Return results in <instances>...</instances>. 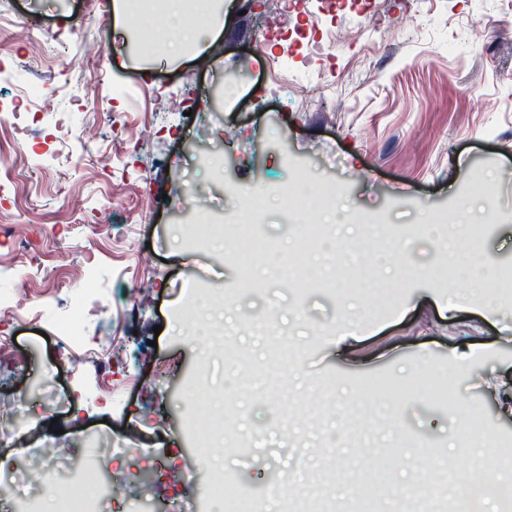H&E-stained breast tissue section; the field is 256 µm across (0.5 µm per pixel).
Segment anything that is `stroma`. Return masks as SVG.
<instances>
[{
  "mask_svg": "<svg viewBox=\"0 0 512 512\" xmlns=\"http://www.w3.org/2000/svg\"><path fill=\"white\" fill-rule=\"evenodd\" d=\"M217 31L194 26L170 46L165 15L122 37L111 0H0V103L37 77L42 100L22 102L28 134L0 129V263L27 296L66 309L72 276L85 263L102 273L105 298L83 332L95 347L122 341L112 364L74 351L33 320L10 324L23 366L0 365V404L24 399L21 440L0 446V469L68 457L73 441L117 433L133 448L104 475L135 472L134 492L163 512L174 486L161 475L195 468L260 496L288 482L273 512H363L371 488L381 512H398L413 483L475 476L492 448L512 445V416L488 383L512 386V298L493 315L472 306L450 317L441 297H472L419 227L469 212L483 225L484 251L512 267V0H227ZM47 31L32 41L13 15ZM107 69H100V57ZM78 92L88 111L118 113L117 126L67 123ZM338 193L336 215L380 219L415 244L417 267L440 278L389 282L393 255L346 241L361 273L389 285L383 307L364 289L338 293L239 286L233 248L192 250L175 233L194 220L218 223L238 210L241 189L276 195L297 171ZM151 210L147 222L136 221ZM108 234L89 239L86 225ZM235 295L229 318L196 335L182 318L188 282ZM359 321L344 353L329 343ZM274 315L277 335L258 328ZM483 351L462 367L461 340ZM439 363L445 400L414 392L419 352ZM172 367L157 376L161 361ZM247 368L249 378L238 377ZM141 381L125 386L127 375ZM121 392L102 401L96 381ZM226 399L224 443L203 458L184 432L190 386ZM478 415L487 447L467 448L461 427ZM372 419L351 429L352 417Z\"/></svg>",
  "mask_w": 512,
  "mask_h": 512,
  "instance_id": "obj_1",
  "label": "stroma"
}]
</instances>
